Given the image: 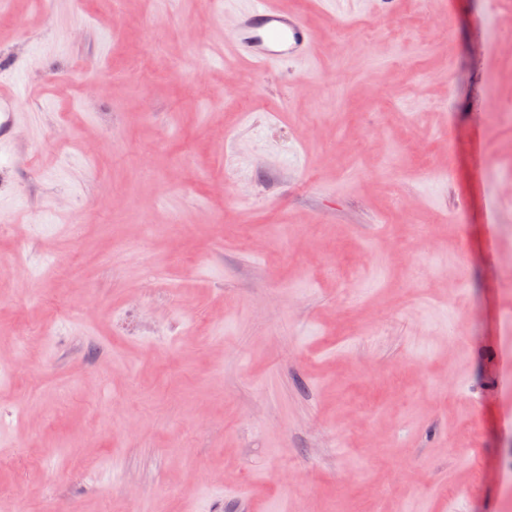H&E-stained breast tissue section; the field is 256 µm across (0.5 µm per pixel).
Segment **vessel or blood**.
I'll use <instances>...</instances> for the list:
<instances>
[{"label": "vessel or blood", "mask_w": 512, "mask_h": 512, "mask_svg": "<svg viewBox=\"0 0 512 512\" xmlns=\"http://www.w3.org/2000/svg\"><path fill=\"white\" fill-rule=\"evenodd\" d=\"M313 44L311 29L298 17L278 9L273 0H249L230 38L235 54L265 69L287 60L309 58Z\"/></svg>", "instance_id": "b4317fda"}]
</instances>
